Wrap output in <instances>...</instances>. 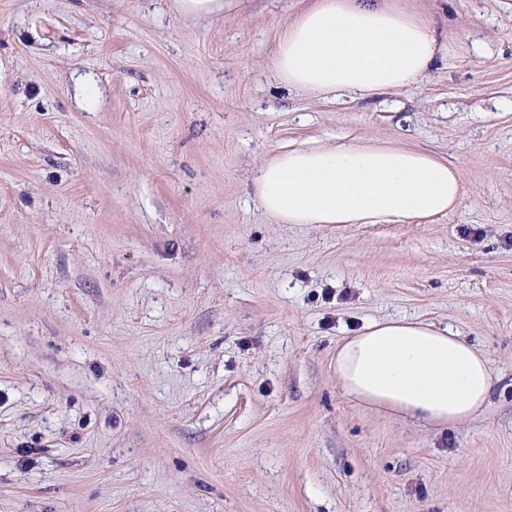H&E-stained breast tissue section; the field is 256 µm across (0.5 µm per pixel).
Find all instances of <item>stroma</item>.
<instances>
[{"label": "stroma", "instance_id": "obj_1", "mask_svg": "<svg viewBox=\"0 0 512 512\" xmlns=\"http://www.w3.org/2000/svg\"><path fill=\"white\" fill-rule=\"evenodd\" d=\"M311 0H0V512H512V0H386L448 53L375 94L283 85ZM374 141L461 175L412 224H279L252 170ZM482 349L437 432L332 370L365 324ZM178 11L189 17H207L232 10L236 0H175Z\"/></svg>", "mask_w": 512, "mask_h": 512}]
</instances>
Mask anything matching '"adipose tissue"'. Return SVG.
Instances as JSON below:
<instances>
[{
  "mask_svg": "<svg viewBox=\"0 0 512 512\" xmlns=\"http://www.w3.org/2000/svg\"><path fill=\"white\" fill-rule=\"evenodd\" d=\"M442 46L424 19L379 0H315L279 34L272 66L310 92L400 89L432 69ZM251 190L281 224H393L456 210L459 170L378 143L301 145L256 166ZM336 380L365 408L443 431L481 415L495 375L459 334L413 318L368 323L336 347Z\"/></svg>",
  "mask_w": 512,
  "mask_h": 512,
  "instance_id": "obj_1",
  "label": "adipose tissue"
}]
</instances>
